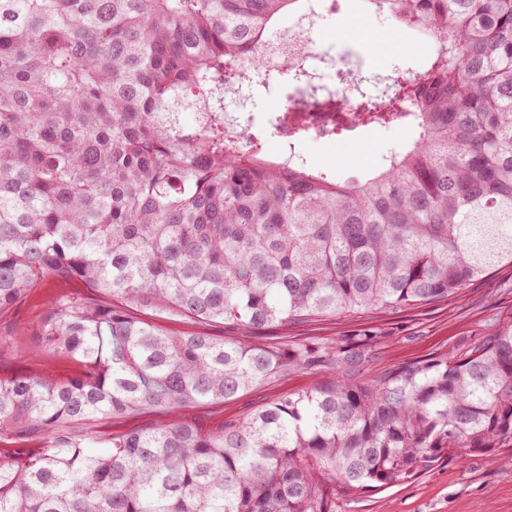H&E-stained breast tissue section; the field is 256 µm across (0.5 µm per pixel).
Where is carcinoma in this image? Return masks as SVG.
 I'll use <instances>...</instances> for the list:
<instances>
[{
    "mask_svg": "<svg viewBox=\"0 0 512 512\" xmlns=\"http://www.w3.org/2000/svg\"><path fill=\"white\" fill-rule=\"evenodd\" d=\"M430 33L358 110L416 136L357 185L224 135V91L302 0H0V311L49 281L35 349L81 370L0 378V512H334L336 498L512 445V325L371 376L379 336L251 333L452 298L512 263V0H365ZM295 93L312 96L292 61ZM302 370L216 429L183 422ZM161 420L127 433L112 421ZM39 438L35 448L21 444ZM151 321L159 323L163 326L167 331L172 334H180L183 332H195V331H206L214 336H235L242 338L241 330H232V329H224L222 325H214V326H199L193 325L190 323H185V321H179L176 319H154L148 318Z\"/></svg>",
    "mask_w": 512,
    "mask_h": 512,
    "instance_id": "1",
    "label": "carcinoma"
}]
</instances>
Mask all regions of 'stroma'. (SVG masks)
<instances>
[{"label": "stroma", "instance_id": "1", "mask_svg": "<svg viewBox=\"0 0 512 512\" xmlns=\"http://www.w3.org/2000/svg\"><path fill=\"white\" fill-rule=\"evenodd\" d=\"M374 33L390 30L394 44L370 50L368 42L353 36V29ZM318 40L329 47L336 73L360 69L366 81H384L394 66H417L427 45L413 29L374 14L365 0H340L336 9L323 12ZM411 132L397 126L365 125L353 136L302 145L309 164L328 170L337 181L364 179L380 169L388 152L402 150ZM75 282L54 281L33 289L20 307L0 313V376L37 374L59 382L79 366L64 357L33 354L37 329L48 305L59 295L80 294ZM512 324V264L503 263L447 300L397 310H369L359 314L291 323L262 332V339L288 341L316 337L332 340L371 327L382 335L380 349L369 363L375 373L395 364L420 360L435 353L459 354L501 326ZM316 376L300 370L217 405L184 409V420L207 428L241 418L254 408L284 394L311 388ZM336 512H512V465L494 463L484 455L464 463L439 464L412 482L367 490L356 498L336 501Z\"/></svg>", "mask_w": 512, "mask_h": 512}]
</instances>
